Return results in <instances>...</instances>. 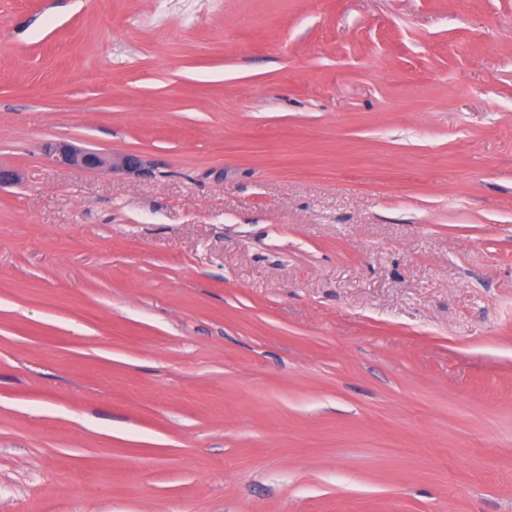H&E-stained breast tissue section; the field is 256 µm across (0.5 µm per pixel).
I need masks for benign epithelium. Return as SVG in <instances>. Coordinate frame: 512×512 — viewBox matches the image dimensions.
Returning a JSON list of instances; mask_svg holds the SVG:
<instances>
[{
    "instance_id": "7a95c632",
    "label": "benign epithelium",
    "mask_w": 512,
    "mask_h": 512,
    "mask_svg": "<svg viewBox=\"0 0 512 512\" xmlns=\"http://www.w3.org/2000/svg\"><path fill=\"white\" fill-rule=\"evenodd\" d=\"M47 159L60 167H77L105 174L136 173L147 161L136 154H111L90 148H80L66 142H48L44 146Z\"/></svg>"
}]
</instances>
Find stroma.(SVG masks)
I'll return each mask as SVG.
<instances>
[{
	"label": "stroma",
	"mask_w": 512,
	"mask_h": 512,
	"mask_svg": "<svg viewBox=\"0 0 512 512\" xmlns=\"http://www.w3.org/2000/svg\"><path fill=\"white\" fill-rule=\"evenodd\" d=\"M0 161V512H512V0H0ZM47 159L60 167H77L105 174L136 173L147 161L136 154H111L90 148H80L66 142H48L44 146Z\"/></svg>",
	"instance_id": "35a3bbf8"
}]
</instances>
